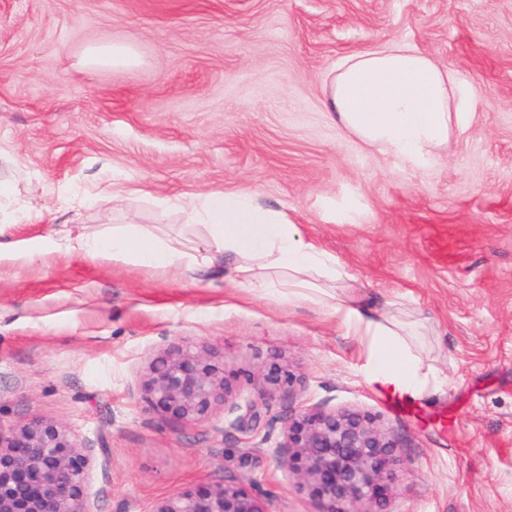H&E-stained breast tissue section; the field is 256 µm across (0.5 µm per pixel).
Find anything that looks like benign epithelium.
I'll use <instances>...</instances> for the list:
<instances>
[{
  "instance_id": "1",
  "label": "benign epithelium",
  "mask_w": 512,
  "mask_h": 512,
  "mask_svg": "<svg viewBox=\"0 0 512 512\" xmlns=\"http://www.w3.org/2000/svg\"><path fill=\"white\" fill-rule=\"evenodd\" d=\"M295 377L286 365L261 374L265 392L287 393ZM145 390L162 418L206 421L232 399L224 364L211 356L174 351L154 360ZM266 402L246 404L232 427L252 430ZM281 466L310 493L329 504L326 512H382L394 489L396 442L357 412L320 407L284 417ZM93 459L85 445L51 422L22 424L0 433V512H87ZM154 512H268L262 498L237 480H226L160 501Z\"/></svg>"
}]
</instances>
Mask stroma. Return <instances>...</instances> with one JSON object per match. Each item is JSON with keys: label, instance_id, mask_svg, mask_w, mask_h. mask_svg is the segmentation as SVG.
Here are the masks:
<instances>
[{"label": "stroma", "instance_id": "35a3bbf8", "mask_svg": "<svg viewBox=\"0 0 512 512\" xmlns=\"http://www.w3.org/2000/svg\"><path fill=\"white\" fill-rule=\"evenodd\" d=\"M398 40L458 71L471 117L413 169L324 105L343 57ZM128 44L130 68H91ZM41 208L14 239L65 222L145 224L184 250L209 228L177 201L246 188L336 256L366 302L404 304L445 393L398 405L364 383L363 346L310 303L211 272L47 254L0 260V431L49 421L94 458L88 512H154L224 480L268 512H325L278 464L285 410L371 418L399 443L387 512H512V0H0V189ZM124 199L105 203L113 189ZM224 364L231 403L165 420L151 362L171 348ZM296 381L258 426L231 429L258 375ZM112 50L111 53H108ZM134 51L125 46H112V49L93 47L88 51V62L93 65L123 66L135 63Z\"/></svg>", "mask_w": 512, "mask_h": 512}]
</instances>
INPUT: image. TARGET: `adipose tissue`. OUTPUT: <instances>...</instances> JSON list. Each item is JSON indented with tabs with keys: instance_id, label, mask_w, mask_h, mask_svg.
<instances>
[{
	"instance_id": "1",
	"label": "adipose tissue",
	"mask_w": 512,
	"mask_h": 512,
	"mask_svg": "<svg viewBox=\"0 0 512 512\" xmlns=\"http://www.w3.org/2000/svg\"><path fill=\"white\" fill-rule=\"evenodd\" d=\"M466 101L465 82L457 71L400 41L348 55L326 78V105L340 125L412 168L450 152L453 127L462 121ZM190 214L209 226L217 251L232 256L244 287L287 289L290 300L321 306L345 336L367 344L363 380L378 396L422 402L446 392L448 379L424 362L412 324L366 305L347 284L336 257L307 242L285 213L263 208L249 190L231 189L191 204ZM18 252L31 262L51 252H108L149 269H203L213 262L209 252H185L143 224H120L97 234L65 224L23 246L0 231V259Z\"/></svg>"
}]
</instances>
